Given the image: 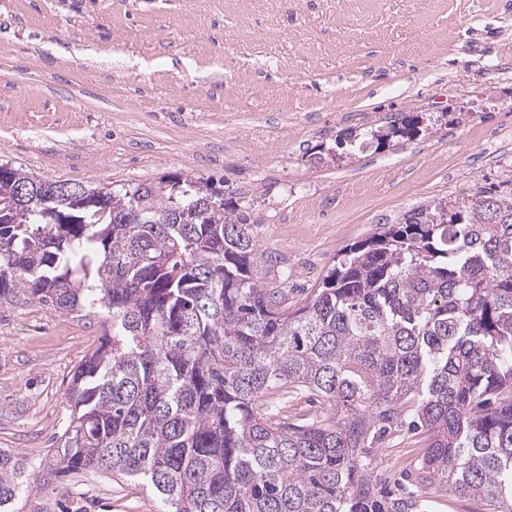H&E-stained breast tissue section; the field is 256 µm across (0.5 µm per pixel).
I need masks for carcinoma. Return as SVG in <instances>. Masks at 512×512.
<instances>
[{"instance_id": "obj_1", "label": "carcinoma", "mask_w": 512, "mask_h": 512, "mask_svg": "<svg viewBox=\"0 0 512 512\" xmlns=\"http://www.w3.org/2000/svg\"><path fill=\"white\" fill-rule=\"evenodd\" d=\"M418 132L405 115L361 138ZM37 181L0 174V299L101 310L109 333L72 375L56 447L37 466L0 450V512L80 473L132 482L159 512H411L370 475L404 427L430 437L415 483L512 512V193L413 208L291 301L286 262L207 183L56 206ZM277 391L326 412L282 422Z\"/></svg>"}]
</instances>
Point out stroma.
<instances>
[{"label": "stroma", "instance_id": "obj_1", "mask_svg": "<svg viewBox=\"0 0 512 512\" xmlns=\"http://www.w3.org/2000/svg\"><path fill=\"white\" fill-rule=\"evenodd\" d=\"M416 116L412 139L338 135ZM512 0H0V162L48 181L182 174L220 187L302 297L337 254L419 205L495 183L512 137ZM99 316L0 300V449L42 456L70 414L68 381ZM428 445L374 450L379 487L418 512H472L415 486ZM145 490L77 474L18 512H157Z\"/></svg>", "mask_w": 512, "mask_h": 512}]
</instances>
